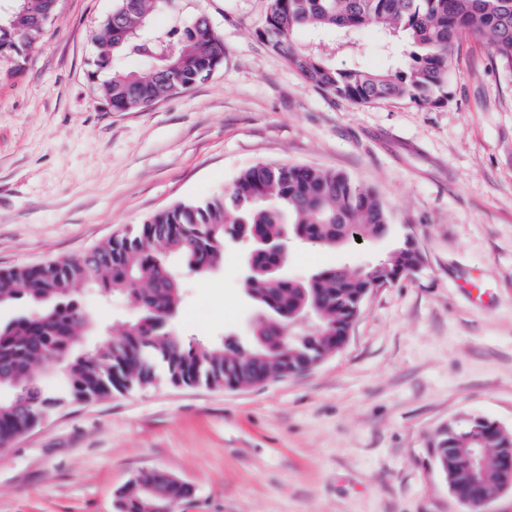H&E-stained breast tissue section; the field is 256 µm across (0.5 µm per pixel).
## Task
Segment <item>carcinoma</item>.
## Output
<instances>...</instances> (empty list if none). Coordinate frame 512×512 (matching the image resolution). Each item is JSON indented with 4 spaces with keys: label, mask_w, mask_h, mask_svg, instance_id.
Listing matches in <instances>:
<instances>
[{
    "label": "carcinoma",
    "mask_w": 512,
    "mask_h": 512,
    "mask_svg": "<svg viewBox=\"0 0 512 512\" xmlns=\"http://www.w3.org/2000/svg\"><path fill=\"white\" fill-rule=\"evenodd\" d=\"M58 0H31L0 15V56L20 57L41 46ZM176 0H116L95 36L94 90L114 112L143 111L185 92L224 66V40L199 15L183 24ZM159 13L171 14L153 27ZM373 27L391 38L393 63L380 69L338 68L331 52L302 31L352 35ZM470 35L512 71V0H269L254 36L284 57L312 87L357 104L403 99L439 108L450 99L449 74L456 41ZM137 56L139 71L115 70L113 61ZM265 241L285 234L317 250L346 247L389 233L386 205L370 188L320 168L258 164L233 185L202 202H181L146 220L137 230L95 247L78 258L38 266L0 268V305L24 300V313L0 324V448L38 427L54 410L123 393L165 379L173 385L238 388L309 370L336 350L367 295L423 265L410 243L358 271L344 265L318 270L305 280L283 275L265 245L251 241L247 294L259 314L252 343L243 355L222 339L194 343L174 327L182 274L206 271L223 259L224 245L238 239L242 225ZM99 288L128 295L135 319L95 326L77 290ZM90 332L100 340L89 349L77 339ZM50 370L62 389L50 392L34 367ZM489 449L480 487L472 484L463 454ZM512 448V431L478 415L442 426L431 453L456 499L470 502L500 491L499 449ZM173 487L167 471L128 482L117 512H145L147 500L165 499Z\"/></svg>",
    "instance_id": "cac0c4a2"
}]
</instances>
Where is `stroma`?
<instances>
[{"label":"stroma","instance_id":"1","mask_svg":"<svg viewBox=\"0 0 512 512\" xmlns=\"http://www.w3.org/2000/svg\"><path fill=\"white\" fill-rule=\"evenodd\" d=\"M114 5L58 0L40 48L0 57V267L79 257L258 163L344 173L391 214L381 238L291 247L288 277L364 266L409 237L426 262L374 289L345 344L308 372L238 389L161 380L54 410L0 450V512H116L128 481L155 469L192 486L182 512H464L430 443L466 414L512 431V72L465 35L446 106L358 105L256 39L268 0H178L183 22L205 14L222 36L223 67L115 112L90 79ZM351 40L336 66H387L380 31ZM245 250L227 244L220 266L185 275L182 335L249 344Z\"/></svg>","mask_w":512,"mask_h":512}]
</instances>
